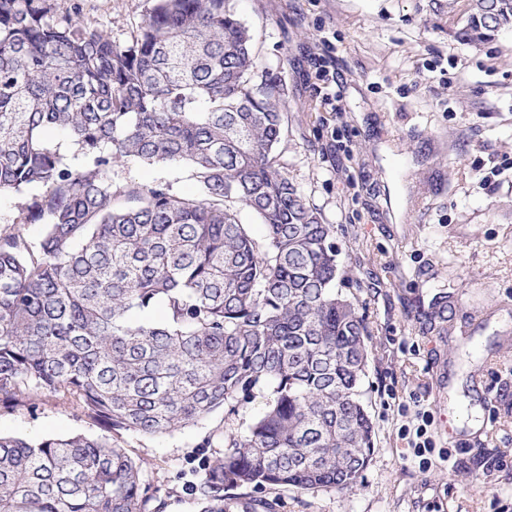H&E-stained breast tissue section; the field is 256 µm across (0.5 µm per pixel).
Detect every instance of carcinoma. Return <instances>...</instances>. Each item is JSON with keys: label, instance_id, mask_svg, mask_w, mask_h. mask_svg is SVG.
Returning a JSON list of instances; mask_svg holds the SVG:
<instances>
[{"label": "carcinoma", "instance_id": "cac0c4a2", "mask_svg": "<svg viewBox=\"0 0 512 512\" xmlns=\"http://www.w3.org/2000/svg\"><path fill=\"white\" fill-rule=\"evenodd\" d=\"M455 16L480 45L512 29V0H448ZM256 68L235 0H154L123 46L51 0H0V192L38 189L21 224L43 226L36 241L0 230V402L47 391L100 430L0 435V512H162L112 434L232 419L259 395L202 464L199 512H228L234 488L358 486L367 327L339 288L333 226L275 164L285 91ZM129 158L188 166L197 195L113 183Z\"/></svg>", "mask_w": 512, "mask_h": 512}]
</instances>
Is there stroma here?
Instances as JSON below:
<instances>
[{
    "instance_id": "1",
    "label": "stroma",
    "mask_w": 512,
    "mask_h": 512,
    "mask_svg": "<svg viewBox=\"0 0 512 512\" xmlns=\"http://www.w3.org/2000/svg\"><path fill=\"white\" fill-rule=\"evenodd\" d=\"M123 44L152 0H53ZM257 74L287 90L279 168L336 232L342 291L367 323L363 381L375 436L355 490L277 489L280 512H512V30L474 48L450 33L448 0H236ZM118 184L172 183L188 167L129 160ZM446 297L445 329L427 314ZM233 420L115 440L164 512H198L192 486ZM432 418L421 464L404 427ZM49 393L0 404V434H97Z\"/></svg>"
}]
</instances>
